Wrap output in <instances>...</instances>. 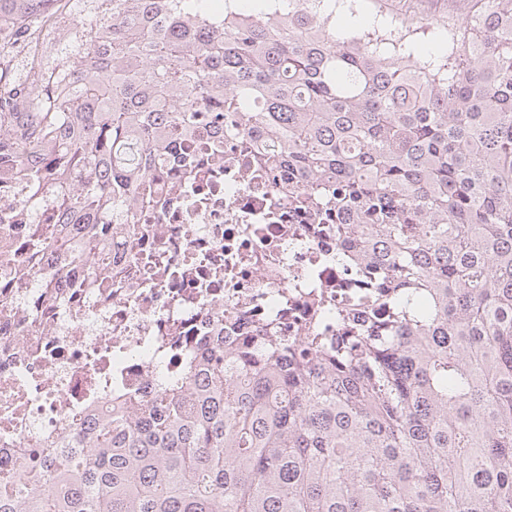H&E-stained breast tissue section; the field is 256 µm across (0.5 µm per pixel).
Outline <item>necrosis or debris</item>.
<instances>
[{
  "instance_id": "1",
  "label": "necrosis or debris",
  "mask_w": 512,
  "mask_h": 512,
  "mask_svg": "<svg viewBox=\"0 0 512 512\" xmlns=\"http://www.w3.org/2000/svg\"><path fill=\"white\" fill-rule=\"evenodd\" d=\"M176 185L156 212L129 215L76 268L34 260L32 233L59 223L52 201L29 211L0 183V460L21 467L62 428L107 413L113 397L139 399L183 375L216 327L248 335L267 324L294 343L332 336L319 304L343 307L353 269L336 262L335 233L312 235L287 197L232 137ZM94 280H85L86 272Z\"/></svg>"
}]
</instances>
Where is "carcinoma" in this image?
I'll list each match as a JSON object with an SVG mask.
<instances>
[{
    "label": "carcinoma",
    "mask_w": 512,
    "mask_h": 512,
    "mask_svg": "<svg viewBox=\"0 0 512 512\" xmlns=\"http://www.w3.org/2000/svg\"><path fill=\"white\" fill-rule=\"evenodd\" d=\"M48 0H0L41 28ZM105 29L59 91L0 102V178L93 250L152 172L230 133L353 247L376 316L286 345L208 338L179 380L64 436L0 512H512V0L415 29L342 0H79Z\"/></svg>",
    "instance_id": "carcinoma-1"
}]
</instances>
